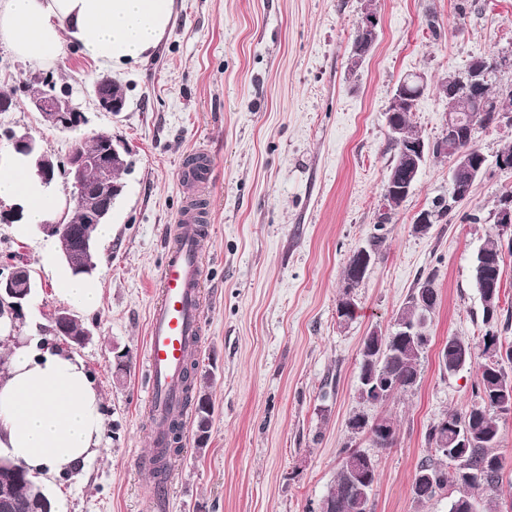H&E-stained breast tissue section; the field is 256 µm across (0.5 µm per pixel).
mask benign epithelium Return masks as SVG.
Wrapping results in <instances>:
<instances>
[{"label": "benign epithelium", "mask_w": 512, "mask_h": 512, "mask_svg": "<svg viewBox=\"0 0 512 512\" xmlns=\"http://www.w3.org/2000/svg\"><path fill=\"white\" fill-rule=\"evenodd\" d=\"M362 20L366 28L371 31V38L358 48L359 55L354 57V61L358 63L373 49L378 36V17L372 9L368 7L364 9ZM511 67L512 54L501 52L486 58L483 65L477 68H466L457 72L451 79L443 80L448 102L445 109L444 138L439 142V146L448 153L450 158L451 166L448 176L451 181L454 182L459 177L466 175L472 182L478 177V171L481 170V165L472 159L470 151L461 146L458 138V131L463 122L461 115L456 112L459 95H479L484 75L488 69L505 71ZM94 92L100 111L117 114L123 110L124 99L111 96L103 85L95 84ZM401 105L400 95L397 94L391 98L387 112L389 136L390 139L401 145L404 166L414 171L415 177L418 178L422 172L420 161L424 159L425 144L422 141H412L401 136V129L395 121V116ZM33 107L42 114L51 113L55 126L60 131H70L88 123V118L75 103L72 93L69 91L61 94L50 92L34 100ZM99 136L103 137L104 147L98 154L89 157L76 144L67 159L69 182L72 189L71 201L80 209L87 197H95V204L86 215L88 224L104 223L112 213L116 198L123 191V184L114 182V178L117 170L126 166L125 145L120 141L112 140L110 133L101 132ZM2 138L6 139L16 151L24 155H36L34 164L36 173L45 182L53 179L55 167L52 153L28 130L8 127L0 131V139ZM90 167L94 168L96 172V179L93 182L86 178V170ZM411 187L412 182L399 184L391 175L385 184L383 200L393 204L395 201L407 197ZM496 230L499 236H506L512 240V198L509 196L504 197L503 205L499 208L496 217ZM356 255L355 276L346 280L345 292L337 307V317L344 324L349 321V316L354 311L352 293L357 288V278L365 273L372 261V256L365 247L358 249ZM34 288L35 285L32 284L29 277V268L26 264L12 261L0 267V300L5 297L10 299L15 313L24 314ZM56 320L61 334L79 345L84 343V338L67 333L69 323L74 320L69 310H60ZM349 431L354 436H372L376 433L391 436L393 435V424L388 419L379 418L370 424L363 421L360 427H351ZM345 464L352 473L357 474L364 466L372 467L375 462L368 455L360 451H353L345 457Z\"/></svg>", "instance_id": "1"}]
</instances>
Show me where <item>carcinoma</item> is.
Wrapping results in <instances>:
<instances>
[{"mask_svg": "<svg viewBox=\"0 0 512 512\" xmlns=\"http://www.w3.org/2000/svg\"><path fill=\"white\" fill-rule=\"evenodd\" d=\"M404 106L401 108L398 120L408 137L420 139L411 122V113L417 99L420 97L414 89H401ZM460 114L464 116V125L459 138L462 145L474 151L478 147L474 135L479 128H488L497 124L492 114L499 115L512 112V82L502 81L501 74L490 73L484 79L483 92L476 98L463 96L458 99ZM464 182L449 186L448 198H440L433 204L430 213L431 223L437 224L452 212L456 204V196L461 194ZM85 213L71 208L70 216L58 223L57 238L65 243L69 251L67 266L74 275L82 274L80 265L83 261V251L78 247L81 239L93 241L96 225L84 223ZM501 243L496 234L486 239L476 254L472 271L473 281L483 302V323L486 326L479 345L474 346L465 340L448 343V364L456 369L480 359L476 370V381L472 385L475 402L466 410L459 412L450 410L442 416L448 421V439L462 436L467 439L463 448L453 446L442 447L438 443V427L433 426L427 433L428 455L419 465L417 473H426L431 482L424 488L415 490L417 499L427 501L438 495L448 486L458 489V496L453 499L449 512H465V492L471 490L494 501L503 479L504 462L502 456L495 453L501 438V419L512 409V373L507 372L500 364V359L512 360V346H504L498 332L499 295L502 286L503 260L499 259ZM423 285L430 295L428 308H419L407 302L402 307L397 324H411L420 329L425 328L431 318L436 304L437 291L434 278L428 276ZM419 336H395L393 332L378 336H367L365 348L360 350L358 371L359 398H364V388L371 374H383L394 381L389 396L408 392L413 389L419 375L418 366L424 350L418 343ZM197 337L189 340L190 353L187 359L182 395L185 403L194 408L196 419V434L198 440H203L211 423L212 408L203 386L198 384L196 358ZM466 352V359H461V352ZM182 423L177 419L170 420L168 433L170 444L159 449L157 459L159 469L156 474L167 471L170 453L177 451L175 444L179 443ZM462 457L471 474L472 483L465 485L460 482V475L451 471L445 465V460ZM377 481L376 471H371L364 491H359L354 475L338 467L336 483L325 498L336 502V512H359L357 502L359 494L369 497ZM35 483L31 475L19 476L12 486V493L19 501L31 498L30 485Z\"/></svg>", "mask_w": 512, "mask_h": 512, "instance_id": "cac0c4a2", "label": "carcinoma"}]
</instances>
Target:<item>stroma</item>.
<instances>
[{
    "label": "stroma",
    "instance_id": "obj_1",
    "mask_svg": "<svg viewBox=\"0 0 512 512\" xmlns=\"http://www.w3.org/2000/svg\"><path fill=\"white\" fill-rule=\"evenodd\" d=\"M367 6L378 37L353 71L349 54ZM174 9L175 26L148 60L108 70L125 98L115 115L98 110L97 66L79 49L46 69L0 45V91L15 101L0 125L30 128L60 162L101 131L128 147L112 233L96 241L90 281L101 306L71 311L89 336L81 345L48 338L85 361L105 413L102 451L63 478L42 479L55 512H316L346 447L376 461L371 512H449L456 490L420 502L410 488L427 430L474 401L475 366L442 372L436 352L449 337L476 344L485 331L472 262L497 196L512 186V171L496 164L512 124L477 130L487 158L481 179L447 221L420 234L417 215L448 194L450 161L430 159L390 223L380 224L393 158L386 112L398 80L424 74L433 86L411 122L426 140L441 137L446 99L436 81L512 49V0H174ZM46 77L72 91L88 125L60 132L32 110L31 89ZM196 150L211 159L197 358L213 415L202 446L194 419H185L160 501L152 474L137 465L152 446L140 363L168 228L194 191L183 160ZM377 236L376 261L352 295L357 316L341 324L345 263ZM58 252L56 237L41 229L22 238L0 223V262L23 259L35 282L14 329L28 318L51 328L63 308L54 288L67 267ZM428 276L438 304L419 384L379 404L361 401L363 337L390 330ZM356 413L391 420L395 445L353 437L346 423ZM498 451L499 494L476 497V512H512V415Z\"/></svg>",
    "mask_w": 512,
    "mask_h": 512
}]
</instances>
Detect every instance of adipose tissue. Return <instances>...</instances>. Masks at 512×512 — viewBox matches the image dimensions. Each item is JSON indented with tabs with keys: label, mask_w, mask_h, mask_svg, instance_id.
<instances>
[{
	"label": "adipose tissue",
	"mask_w": 512,
	"mask_h": 512,
	"mask_svg": "<svg viewBox=\"0 0 512 512\" xmlns=\"http://www.w3.org/2000/svg\"><path fill=\"white\" fill-rule=\"evenodd\" d=\"M175 22L174 0H0V44L48 66L71 45L104 68L146 61ZM0 202L24 207L22 235L57 211L28 160L12 152L0 154ZM0 361V458L59 477L99 453L102 397L79 356L36 350L25 338Z\"/></svg>",
	"instance_id": "adipose-tissue-1"
}]
</instances>
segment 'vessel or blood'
<instances>
[{"label":"vessel or blood","instance_id":"b4317fda","mask_svg":"<svg viewBox=\"0 0 512 512\" xmlns=\"http://www.w3.org/2000/svg\"><path fill=\"white\" fill-rule=\"evenodd\" d=\"M207 218L205 201L197 197L171 225L158 299L149 317L143 373L146 412L157 447L164 440V421L181 408L188 340L201 333L204 264L199 245Z\"/></svg>","mask_w":512,"mask_h":512}]
</instances>
